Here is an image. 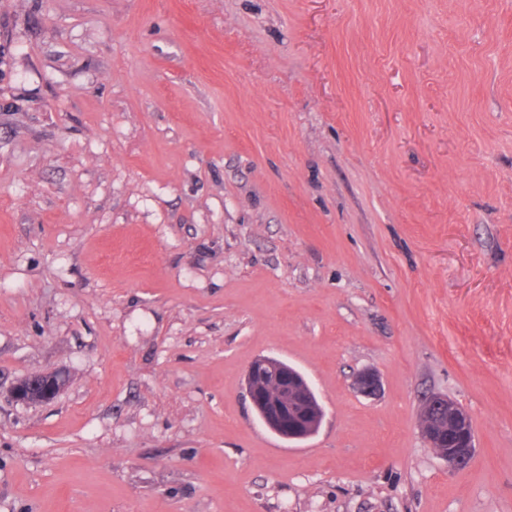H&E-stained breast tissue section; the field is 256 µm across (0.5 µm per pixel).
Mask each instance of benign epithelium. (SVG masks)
I'll use <instances>...</instances> for the list:
<instances>
[{"instance_id":"7a95c632","label":"benign epithelium","mask_w":512,"mask_h":512,"mask_svg":"<svg viewBox=\"0 0 512 512\" xmlns=\"http://www.w3.org/2000/svg\"><path fill=\"white\" fill-rule=\"evenodd\" d=\"M66 372L55 370L25 377L11 389L12 398L25 405L46 404L67 386ZM361 393L370 396L380 390L379 376L369 370L357 378ZM246 391L261 421L287 440H303L314 435L323 412L306 377L288 363L259 357L246 370ZM422 413L429 418L421 435L430 448L452 469L466 467L475 451L469 413L443 395L427 399Z\"/></svg>"}]
</instances>
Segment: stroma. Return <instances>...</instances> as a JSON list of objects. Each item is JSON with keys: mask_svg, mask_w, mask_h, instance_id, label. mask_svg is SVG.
Returning a JSON list of instances; mask_svg holds the SVG:
<instances>
[{"mask_svg": "<svg viewBox=\"0 0 512 512\" xmlns=\"http://www.w3.org/2000/svg\"><path fill=\"white\" fill-rule=\"evenodd\" d=\"M0 512H512V0H0ZM246 391L261 421L287 440L314 435L323 412L306 377L288 363L259 357L246 370ZM271 383L278 386L271 389ZM67 384L66 372L55 370L23 378L12 387L11 396L25 405H43L55 399ZM422 413L429 418L428 426L421 429V435L428 447L437 453L442 448L438 456L448 467H466L475 451L469 413L443 395L429 397ZM423 414L420 417V426L427 421Z\"/></svg>", "mask_w": 512, "mask_h": 512, "instance_id": "stroma-1", "label": "stroma"}]
</instances>
